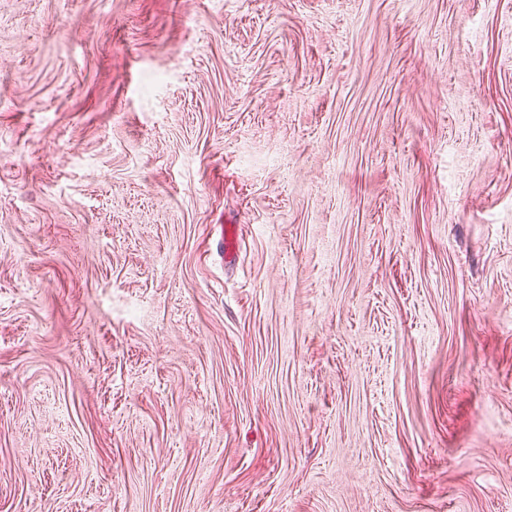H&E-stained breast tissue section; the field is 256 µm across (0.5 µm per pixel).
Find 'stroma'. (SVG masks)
Here are the masks:
<instances>
[{
	"instance_id": "1",
	"label": "stroma",
	"mask_w": 512,
	"mask_h": 512,
	"mask_svg": "<svg viewBox=\"0 0 512 512\" xmlns=\"http://www.w3.org/2000/svg\"><path fill=\"white\" fill-rule=\"evenodd\" d=\"M0 512H512V0H0Z\"/></svg>"
}]
</instances>
